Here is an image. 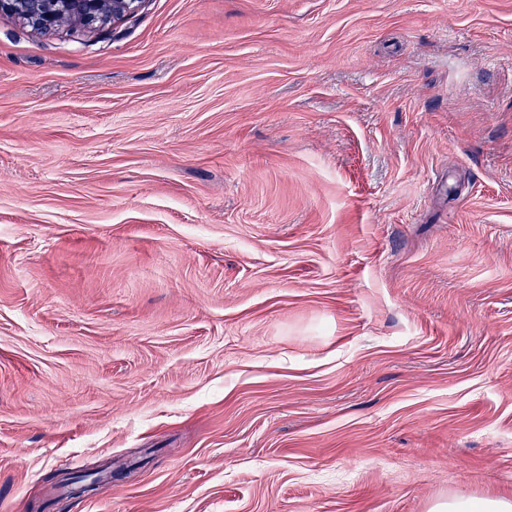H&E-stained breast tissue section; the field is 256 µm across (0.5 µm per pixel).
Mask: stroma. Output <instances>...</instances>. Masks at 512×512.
<instances>
[{
    "label": "stroma",
    "mask_w": 512,
    "mask_h": 512,
    "mask_svg": "<svg viewBox=\"0 0 512 512\" xmlns=\"http://www.w3.org/2000/svg\"><path fill=\"white\" fill-rule=\"evenodd\" d=\"M512 501V0L0 15V512Z\"/></svg>",
    "instance_id": "35a3bbf8"
}]
</instances>
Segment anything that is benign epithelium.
Returning <instances> with one entry per match:
<instances>
[{
  "instance_id": "7a95c632",
  "label": "benign epithelium",
  "mask_w": 512,
  "mask_h": 512,
  "mask_svg": "<svg viewBox=\"0 0 512 512\" xmlns=\"http://www.w3.org/2000/svg\"><path fill=\"white\" fill-rule=\"evenodd\" d=\"M143 0H0L9 14L35 30H52L67 22L103 29L133 15Z\"/></svg>"
}]
</instances>
